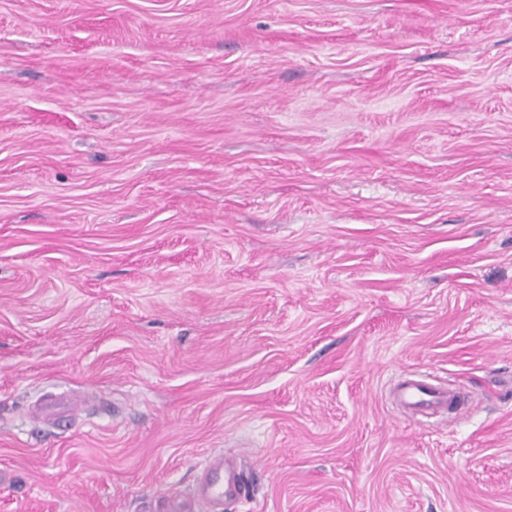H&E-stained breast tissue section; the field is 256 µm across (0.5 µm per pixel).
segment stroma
Here are the masks:
<instances>
[{
  "label": "stroma",
  "mask_w": 512,
  "mask_h": 512,
  "mask_svg": "<svg viewBox=\"0 0 512 512\" xmlns=\"http://www.w3.org/2000/svg\"><path fill=\"white\" fill-rule=\"evenodd\" d=\"M213 455L222 512H512V0H0V512ZM399 400L414 408H447L456 400V392L436 387L426 379L405 378L396 388Z\"/></svg>",
  "instance_id": "obj_1"
}]
</instances>
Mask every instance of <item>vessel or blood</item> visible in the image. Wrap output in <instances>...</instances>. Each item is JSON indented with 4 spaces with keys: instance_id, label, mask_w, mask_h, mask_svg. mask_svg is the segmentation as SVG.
<instances>
[{
    "instance_id": "vessel-or-blood-1",
    "label": "vessel or blood",
    "mask_w": 512,
    "mask_h": 512,
    "mask_svg": "<svg viewBox=\"0 0 512 512\" xmlns=\"http://www.w3.org/2000/svg\"><path fill=\"white\" fill-rule=\"evenodd\" d=\"M399 400L414 408H445L456 399L454 391L436 387L431 382L403 379L396 388ZM204 477L189 495L171 497L167 512H213L221 504H239L247 501V487L240 469L215 457L204 465Z\"/></svg>"
}]
</instances>
